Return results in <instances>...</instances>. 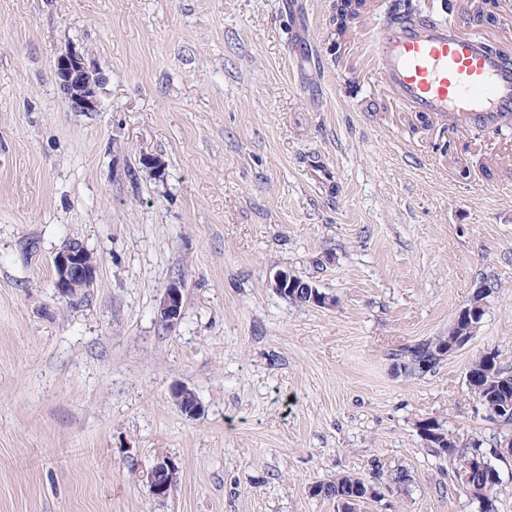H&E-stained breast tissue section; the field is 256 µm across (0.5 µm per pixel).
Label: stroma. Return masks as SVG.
Listing matches in <instances>:
<instances>
[{
  "label": "stroma",
  "mask_w": 512,
  "mask_h": 512,
  "mask_svg": "<svg viewBox=\"0 0 512 512\" xmlns=\"http://www.w3.org/2000/svg\"><path fill=\"white\" fill-rule=\"evenodd\" d=\"M390 3L336 54L331 0H0V512H337L313 486L376 469L408 480L362 512H480L463 458L421 440L431 417L480 440L512 512V426L466 381L485 350L512 369V128L396 105L369 48ZM66 51L101 78L98 111L67 107ZM70 238L98 269L68 300ZM279 269L334 305L281 296ZM483 288L463 350L395 372ZM54 288L62 298H74L90 290L96 280L97 263L77 239L65 241L53 258ZM183 288L181 280L170 281L164 288L157 309V318L161 325L173 328L181 319L183 307ZM175 394L179 395V397L175 398ZM171 395L182 413L190 417L199 414L201 408L192 390L182 385H175L171 389ZM168 466L174 467L173 463L167 459L166 464L155 465L148 473V480L152 490V494L157 497H164L168 493L167 486L164 485V480L162 479V472L167 471ZM176 473L177 470L175 468L174 470L170 469L165 474V480L166 483L169 485L170 491L172 490V487L175 485L177 481Z\"/></svg>",
  "instance_id": "stroma-1"
}]
</instances>
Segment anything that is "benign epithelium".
I'll use <instances>...</instances> for the list:
<instances>
[{
    "mask_svg": "<svg viewBox=\"0 0 512 512\" xmlns=\"http://www.w3.org/2000/svg\"><path fill=\"white\" fill-rule=\"evenodd\" d=\"M54 76L64 89L68 106L75 112H95L100 106L99 87L100 78L90 68L84 56L76 52H67L56 57L53 63ZM55 271L54 288L62 298H74L78 294L93 287L96 280L97 263L92 254L77 239L65 241L63 246L55 253L53 258ZM274 290L285 295L298 286L304 289L305 303L330 307L332 299L324 298L317 293V284L314 282H298V277L286 270L274 272L272 280ZM183 288L181 280L170 281L164 288L157 309V318L161 325L172 328L182 316ZM171 394L178 395L176 405L187 416H195L200 412V405L195 393L182 385H175ZM173 466L166 461V466H154L148 473L149 485L152 494L164 497L168 493L164 485L162 472L166 467Z\"/></svg>",
    "mask_w": 512,
    "mask_h": 512,
    "instance_id": "1",
    "label": "benign epithelium"
}]
</instances>
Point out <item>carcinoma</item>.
Segmentation results:
<instances>
[{
  "instance_id": "1",
  "label": "carcinoma",
  "mask_w": 512,
  "mask_h": 512,
  "mask_svg": "<svg viewBox=\"0 0 512 512\" xmlns=\"http://www.w3.org/2000/svg\"><path fill=\"white\" fill-rule=\"evenodd\" d=\"M362 7L361 0H334L331 22L337 38L342 39L347 35ZM405 17L422 19L414 0H395L391 19ZM465 20L466 23L476 26H496L501 20L499 2L470 0ZM467 326L469 323L464 320L463 315H457L453 326L448 330V335L427 339L395 355V366L403 368L407 376L420 374L417 364L424 360L429 363L428 370L435 369L451 355L452 342ZM467 382L470 392L491 419L512 426V372L501 367L498 363V355L494 351H484L475 357L469 368ZM430 422L433 424L434 435L426 438V442L435 453L454 456L459 453V448L463 447L465 448L464 457L468 458L473 451L481 449L480 440L472 438L463 444L456 440L450 441L442 423L435 418L430 419ZM457 479L459 486L482 504L483 512H493L491 494L499 483L498 472H493V476L487 479L479 473L462 470L457 474ZM403 482L405 478L401 473L389 477L385 483L369 480L360 475H344L333 482L315 486L313 494L336 501V508L340 510L346 503V498L357 494L360 490L365 491L370 486L376 489L385 487L390 490L394 486L400 487Z\"/></svg>"
}]
</instances>
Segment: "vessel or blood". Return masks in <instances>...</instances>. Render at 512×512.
Returning <instances> with one entry per match:
<instances>
[{
  "label": "vessel or blood",
  "mask_w": 512,
  "mask_h": 512,
  "mask_svg": "<svg viewBox=\"0 0 512 512\" xmlns=\"http://www.w3.org/2000/svg\"><path fill=\"white\" fill-rule=\"evenodd\" d=\"M374 51L385 87L409 111L492 133L512 117V55L489 51L481 34H460L455 17L383 26Z\"/></svg>",
  "instance_id": "obj_1"
}]
</instances>
